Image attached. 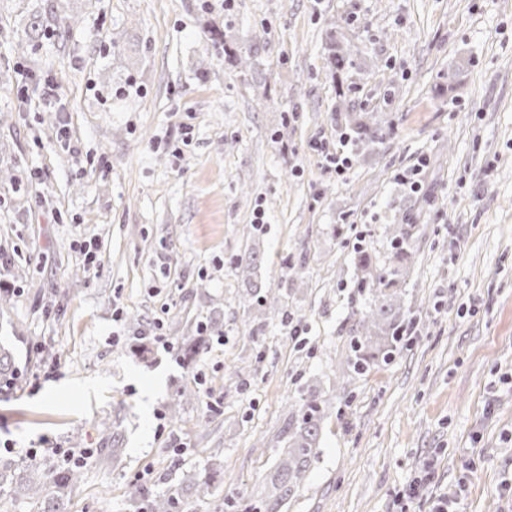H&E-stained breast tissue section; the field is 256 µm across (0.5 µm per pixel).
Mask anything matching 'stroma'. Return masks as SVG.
Here are the masks:
<instances>
[{"label":"stroma","instance_id":"stroma-1","mask_svg":"<svg viewBox=\"0 0 512 512\" xmlns=\"http://www.w3.org/2000/svg\"><path fill=\"white\" fill-rule=\"evenodd\" d=\"M39 4L0 5V344L19 373L0 460L92 449L71 512H139L129 481L155 494L218 463L186 510L224 512L267 492L294 405L332 392L287 512L444 494L512 512V0H61L69 28L31 54ZM334 43L353 64L333 75ZM349 112L384 139L344 144ZM397 224L415 325L392 362L339 375L353 256L388 264Z\"/></svg>","mask_w":512,"mask_h":512}]
</instances>
